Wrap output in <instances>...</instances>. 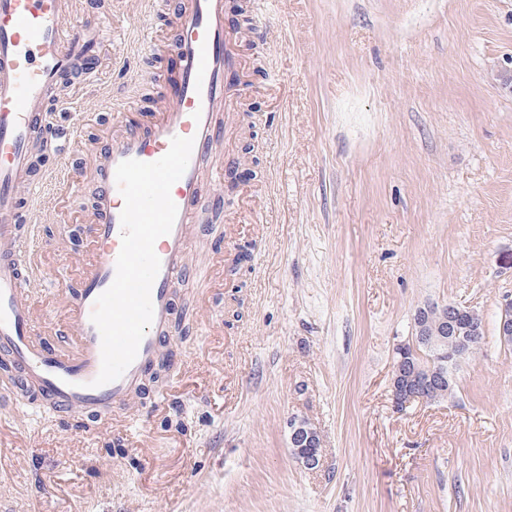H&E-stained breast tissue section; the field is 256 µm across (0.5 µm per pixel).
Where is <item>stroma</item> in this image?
Wrapping results in <instances>:
<instances>
[{"label": "stroma", "instance_id": "35a3bbf8", "mask_svg": "<svg viewBox=\"0 0 512 512\" xmlns=\"http://www.w3.org/2000/svg\"><path fill=\"white\" fill-rule=\"evenodd\" d=\"M112 36L53 117L73 184L38 191L31 300L62 325L88 250L93 155L116 116L167 105L177 0H84ZM241 66L203 167L174 296V361L90 427L0 374V512H512V0H240ZM241 173L235 186L216 173ZM224 197L216 211L214 200ZM458 303L484 339L451 398L392 404L416 310ZM324 466L292 453L290 418ZM291 430V447L298 455L303 465L310 470L316 469L322 463L321 440L317 430L304 420L292 418L289 420Z\"/></svg>", "mask_w": 512, "mask_h": 512}]
</instances>
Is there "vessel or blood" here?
<instances>
[{"label": "vessel or blood", "mask_w": 512, "mask_h": 512, "mask_svg": "<svg viewBox=\"0 0 512 512\" xmlns=\"http://www.w3.org/2000/svg\"><path fill=\"white\" fill-rule=\"evenodd\" d=\"M75 0H0V354L15 364L22 390L37 393L58 411L83 418L110 415L124 428L123 412L141 394L160 353L170 343L174 293L186 274L192 209L202 189L201 161L224 135L218 113L224 105V75L234 57L227 46L224 0H179L168 23L165 48L179 68L168 106L130 125L116 120L110 147L97 159L99 192L90 219L91 249L66 305L64 346H48L31 302L35 271L20 246V227L37 224L36 188L64 166L38 161L51 129L50 116L62 99V82L89 81L98 70L103 18L65 27ZM190 137L188 168L171 189L178 212L169 234L155 243L161 260L151 288L154 318L134 362L117 380L93 381L101 368V336L91 321L97 298L112 284L121 248L123 199L115 180L126 160L153 162L173 137Z\"/></svg>", "instance_id": "b4317fda"}]
</instances>
